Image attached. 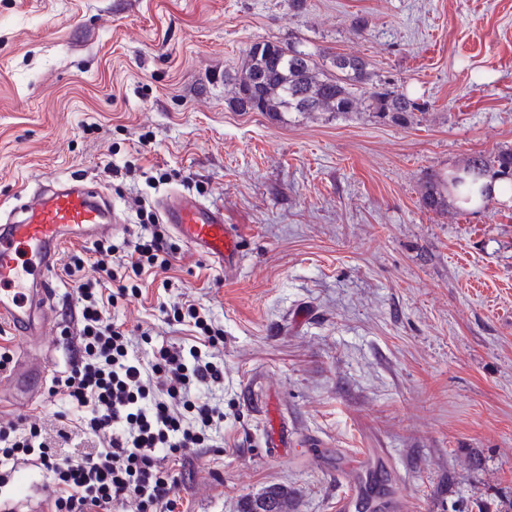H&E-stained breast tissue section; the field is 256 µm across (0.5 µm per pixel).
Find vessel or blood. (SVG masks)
Segmentation results:
<instances>
[{
    "label": "vessel or blood",
    "instance_id": "b4317fda",
    "mask_svg": "<svg viewBox=\"0 0 512 512\" xmlns=\"http://www.w3.org/2000/svg\"><path fill=\"white\" fill-rule=\"evenodd\" d=\"M163 223L183 244L224 270L237 266L242 244L224 223L218 206L197 196L171 192L158 203ZM121 219L100 189L80 179L49 182L16 197L14 207L0 218V320H7L18 336H43L50 327L41 313L54 299L53 272L65 242L86 241L121 231ZM48 371L42 364L17 359L8 382L29 394L42 390ZM263 411L271 426L265 435L269 456L280 457L288 446V429L279 421V409L266 403ZM354 463L351 490L337 504L338 512H401L396 482L382 483V472L392 471L384 448H367ZM14 512H52L51 496L40 492L13 503Z\"/></svg>",
    "mask_w": 512,
    "mask_h": 512
}]
</instances>
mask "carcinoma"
<instances>
[{
    "instance_id": "cac0c4a2",
    "label": "carcinoma",
    "mask_w": 512,
    "mask_h": 512,
    "mask_svg": "<svg viewBox=\"0 0 512 512\" xmlns=\"http://www.w3.org/2000/svg\"><path fill=\"white\" fill-rule=\"evenodd\" d=\"M371 63L342 53L316 55L295 41H261L253 44L241 71L224 75L233 84L229 107L236 112H374L404 124L421 104L404 92L375 80ZM477 180L487 174L512 178V146L477 153L461 168ZM422 206L432 212L448 209V179L429 177ZM241 512H294L292 491L286 484H273L247 497Z\"/></svg>"
}]
</instances>
